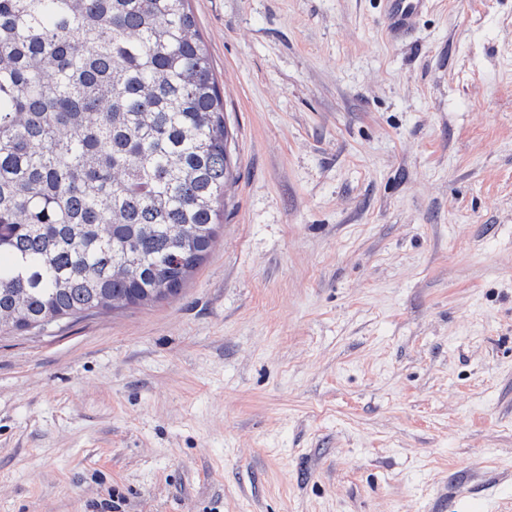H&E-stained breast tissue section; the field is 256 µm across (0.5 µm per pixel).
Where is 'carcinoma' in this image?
<instances>
[{
  "mask_svg": "<svg viewBox=\"0 0 512 512\" xmlns=\"http://www.w3.org/2000/svg\"><path fill=\"white\" fill-rule=\"evenodd\" d=\"M233 142L190 0H0V333L181 294Z\"/></svg>",
  "mask_w": 512,
  "mask_h": 512,
  "instance_id": "obj_1",
  "label": "carcinoma"
}]
</instances>
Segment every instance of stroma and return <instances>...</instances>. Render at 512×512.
Segmentation results:
<instances>
[{
    "mask_svg": "<svg viewBox=\"0 0 512 512\" xmlns=\"http://www.w3.org/2000/svg\"><path fill=\"white\" fill-rule=\"evenodd\" d=\"M237 180L177 298L0 335V512H512V0H191ZM387 31L392 36L406 33L428 8V0H383Z\"/></svg>",
    "mask_w": 512,
    "mask_h": 512,
    "instance_id": "stroma-1",
    "label": "stroma"
}]
</instances>
